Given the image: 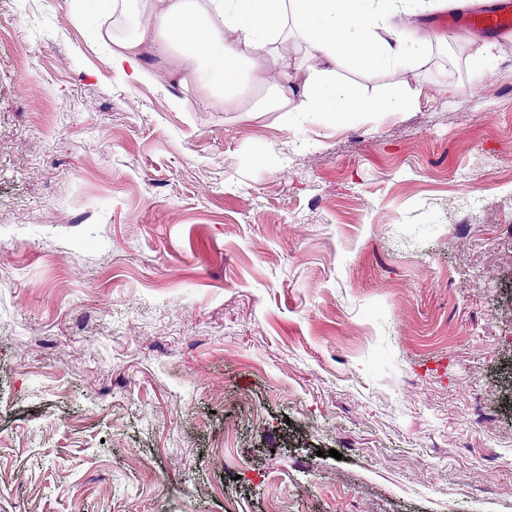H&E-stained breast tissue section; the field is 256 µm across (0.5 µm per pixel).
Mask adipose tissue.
<instances>
[{
    "label": "adipose tissue",
    "instance_id": "obj_1",
    "mask_svg": "<svg viewBox=\"0 0 512 512\" xmlns=\"http://www.w3.org/2000/svg\"><path fill=\"white\" fill-rule=\"evenodd\" d=\"M438 0H143L135 38L114 41L112 66L125 79L143 81L137 48L150 40L155 52L178 53L184 79L219 96L237 91L245 70L264 73L261 50L287 53L288 36L297 33L309 44L314 64L302 91L288 82L275 84L265 106L299 97L298 111L338 117L353 112H394L392 98L365 99L339 82L336 63L365 69L397 66L422 48L400 19L435 7ZM255 49L244 57V49Z\"/></svg>",
    "mask_w": 512,
    "mask_h": 512
}]
</instances>
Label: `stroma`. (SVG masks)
<instances>
[{"mask_svg": "<svg viewBox=\"0 0 512 512\" xmlns=\"http://www.w3.org/2000/svg\"><path fill=\"white\" fill-rule=\"evenodd\" d=\"M436 17L334 121L0 0V512H512V38Z\"/></svg>", "mask_w": 512, "mask_h": 512, "instance_id": "35a3bbf8", "label": "stroma"}]
</instances>
